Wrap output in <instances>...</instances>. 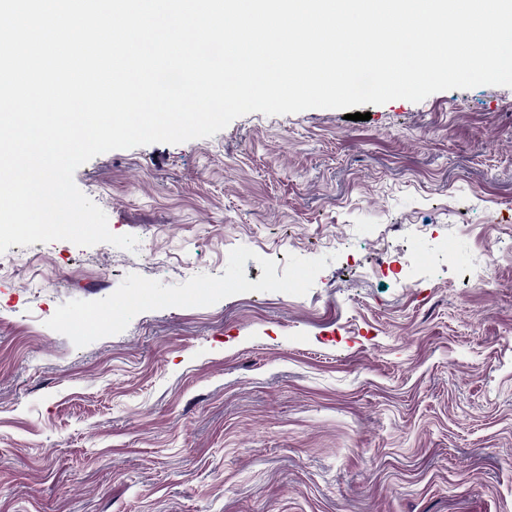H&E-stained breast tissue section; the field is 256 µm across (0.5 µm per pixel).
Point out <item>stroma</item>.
<instances>
[{
	"instance_id": "obj_1",
	"label": "stroma",
	"mask_w": 512,
	"mask_h": 512,
	"mask_svg": "<svg viewBox=\"0 0 512 512\" xmlns=\"http://www.w3.org/2000/svg\"><path fill=\"white\" fill-rule=\"evenodd\" d=\"M366 110L77 168L138 243L7 251L0 512H512V87Z\"/></svg>"
}]
</instances>
